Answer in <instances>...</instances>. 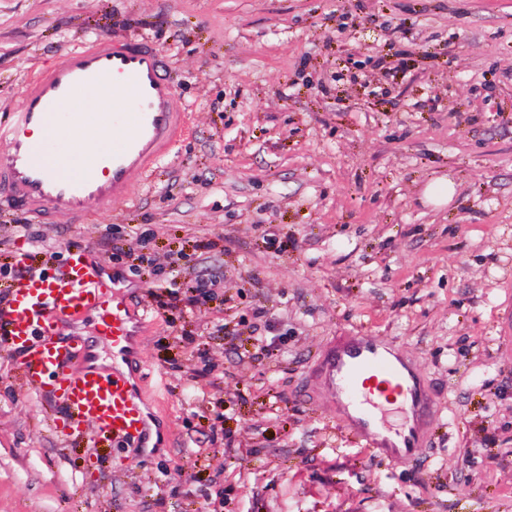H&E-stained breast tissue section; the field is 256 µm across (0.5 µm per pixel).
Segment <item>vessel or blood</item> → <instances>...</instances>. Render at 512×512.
<instances>
[{
    "instance_id": "b4317fda",
    "label": "vessel or blood",
    "mask_w": 512,
    "mask_h": 512,
    "mask_svg": "<svg viewBox=\"0 0 512 512\" xmlns=\"http://www.w3.org/2000/svg\"><path fill=\"white\" fill-rule=\"evenodd\" d=\"M163 52L146 40L101 39L68 52L23 87L0 140V199L49 221L84 223L88 203L111 209L190 133V119L166 76ZM101 92L112 104L90 108ZM88 141L101 147L73 156ZM99 311L100 335L112 339V367L85 365L86 344L60 325ZM127 293L111 287L87 251L54 268L24 274L0 309L5 343L28 385L63 406L65 427L84 423L96 436L134 448L148 417L127 366ZM299 398L322 401L348 435L374 459L417 464L438 415L436 389L404 349L353 328L330 337L306 370Z\"/></svg>"
}]
</instances>
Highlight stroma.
Masks as SVG:
<instances>
[{
  "label": "stroma",
  "mask_w": 512,
  "mask_h": 512,
  "mask_svg": "<svg viewBox=\"0 0 512 512\" xmlns=\"http://www.w3.org/2000/svg\"><path fill=\"white\" fill-rule=\"evenodd\" d=\"M112 37L162 49L195 131L89 223L0 205V266L44 265L20 222L139 300L194 271L224 288L137 326L142 448L62 436L0 349V512H512V0H0V123L35 71ZM356 326L439 390L418 465L295 396Z\"/></svg>",
  "instance_id": "1"
}]
</instances>
